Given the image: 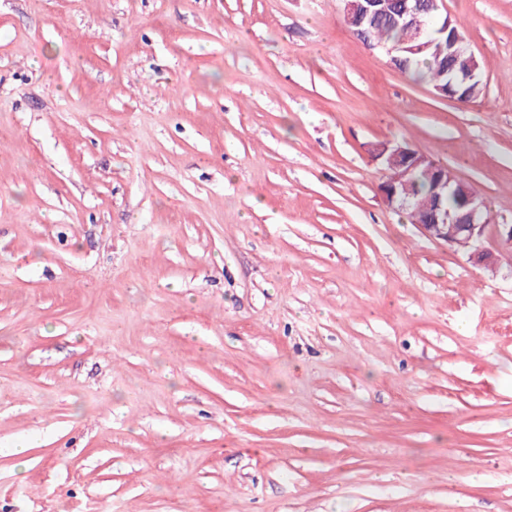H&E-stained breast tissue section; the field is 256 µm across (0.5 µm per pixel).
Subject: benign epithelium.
I'll return each mask as SVG.
<instances>
[{"instance_id": "obj_1", "label": "benign epithelium", "mask_w": 512, "mask_h": 512, "mask_svg": "<svg viewBox=\"0 0 512 512\" xmlns=\"http://www.w3.org/2000/svg\"><path fill=\"white\" fill-rule=\"evenodd\" d=\"M344 3V18L361 35L375 20L384 17L407 27L422 6V0H401L399 5L395 0H344ZM442 34L448 36V56L455 61L454 70L462 80L469 79L473 74L476 55L466 39L450 31V21L447 19L433 32L421 35V42L411 46L400 44L386 47L381 52L387 57L388 64L399 71L404 67L406 55L428 49L432 41ZM370 155L385 166L387 176L380 184V193L393 208L402 209L407 205V199L402 193L404 179H411L420 173L433 183L434 201L429 217L425 222L417 224L423 236L448 247L456 246L458 240L465 237L473 245L469 254L470 261L484 267L496 266L498 256L484 246L486 232L493 218L475 190L468 191L466 199L453 210L443 204V200L448 197V190L461 183L452 169L447 166L421 168L425 157L398 140L371 145Z\"/></svg>"}]
</instances>
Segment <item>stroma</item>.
<instances>
[{
    "label": "stroma",
    "mask_w": 512,
    "mask_h": 512,
    "mask_svg": "<svg viewBox=\"0 0 512 512\" xmlns=\"http://www.w3.org/2000/svg\"><path fill=\"white\" fill-rule=\"evenodd\" d=\"M463 104L341 0H0V512H512V0H446ZM25 455H17L18 447ZM445 15L446 18L441 26L437 27L431 33H422L421 42L411 46H405V43H403L392 47L382 48L380 51L387 57L388 64L398 71H401V68L404 67L406 62L405 55L410 54L409 63L403 72H406L414 78L428 84L435 93H439L438 88H445L447 86V96L445 98H448V94L452 93L451 90H453L459 91L460 95L463 94L462 97L466 96L468 100H472L482 94V83L480 85L471 84L465 89L457 86L449 88L450 72L448 71V68L447 83L445 63L448 61V56L454 59L455 65L453 70H456L460 74L463 81H466L472 76L473 64L477 57L471 50L466 38H462L460 36L464 33L459 21L454 17L451 18V28L456 32H450V21L448 20L447 10ZM442 34H447L448 40L440 38L431 46L432 41ZM475 67L478 71H481L480 61L478 58L475 63ZM370 155L380 161L387 171L386 179L380 184V193L384 201L391 207L402 209L407 199L402 193L405 178H413L420 170L426 157L412 149L405 142L387 140L372 144ZM393 169L401 170L394 174ZM420 173L433 183L434 197L430 183L418 179L408 187L409 206L405 208V213L416 224L422 221L432 203L425 223L416 224L422 235L448 247H455L458 240L465 237L473 245L469 260L484 267H495L499 261L498 256L484 246L487 229L494 223L486 203L472 189L467 192L466 199L457 208L448 209L455 207L459 198L457 195L448 196V190L464 182L459 180L448 166L424 168ZM445 198L446 206L443 204ZM468 240L461 238L457 246L465 251L471 249Z\"/></svg>",
    "instance_id": "obj_1"
}]
</instances>
